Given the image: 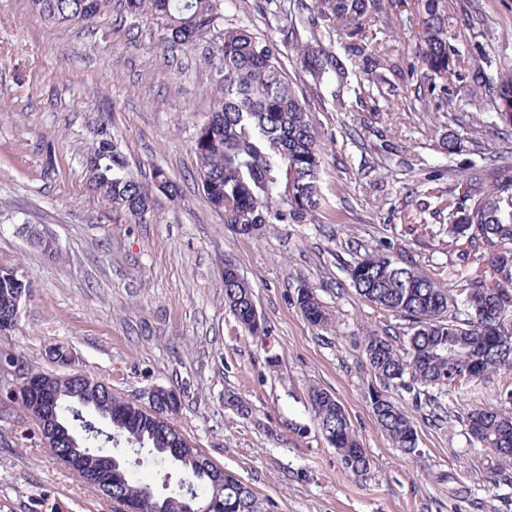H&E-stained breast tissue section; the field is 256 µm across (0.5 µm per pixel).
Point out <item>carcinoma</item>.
<instances>
[{
  "instance_id": "obj_1",
  "label": "carcinoma",
  "mask_w": 512,
  "mask_h": 512,
  "mask_svg": "<svg viewBox=\"0 0 512 512\" xmlns=\"http://www.w3.org/2000/svg\"><path fill=\"white\" fill-rule=\"evenodd\" d=\"M223 0H120L119 8L132 19H145L160 28L161 42L170 48L195 45L200 36L216 29ZM112 0H31L32 8L49 21H91L110 8ZM421 28L415 54L423 65L419 87L423 96L440 93L448 99V82L464 81L457 66L448 30V0H412ZM297 10H307L328 30L346 38L348 55L358 59L368 85L385 82L380 71L381 55L369 40L366 25L376 14L388 17L398 8L389 0H299ZM288 51L314 85L345 74L336 52L323 44L315 31L306 37L291 30ZM283 52L272 38H260L246 28L224 30L215 43L212 58L216 94L206 121L191 145L198 160L202 192L211 208L224 216V223L242 236H252L268 224L313 220L323 207L321 192L322 147L311 113L298 97L282 67ZM494 112L512 126V73L500 77ZM92 187L116 207L135 218L151 207V189L130 176L117 143L100 139L88 162ZM154 188L173 199L178 186L162 168L153 174ZM437 215L448 213V253L470 273L446 284L434 273L407 264L389 253L357 254L347 274L357 295L375 307L405 320L396 327H368L360 344L362 357L385 385L394 384L414 395L431 416L446 422L452 410L443 396L454 377L465 370L474 381L493 386L498 378L512 375V161L497 163L488 172L474 169L460 173L450 198ZM32 281L17 266L0 264V321L12 316L14 299L30 293ZM224 303L250 335L260 339L265 330L255 324L256 307L251 287L236 268L224 267ZM297 303L315 327L330 323L328 309L317 289L304 286ZM21 369L43 377L54 396L59 419L67 424L77 444L46 447L62 464L83 448L94 422L69 421L71 405H81L94 417L112 408L119 420L112 439L143 449L141 456L154 468L168 465L179 471L177 479L163 473L162 490L134 477L124 463L121 475L97 469V462L111 455L102 446L78 462L80 476L101 493L119 503L142 502L144 512H186L181 496L182 479L191 476L196 492V512H267L265 501L236 475L224 473L214 482V462L191 444L174 454L175 440L182 432L135 409L130 399L112 392L104 381L82 377L60 382L34 369L19 354L0 358L5 369ZM20 383L5 382L0 401L11 403L36 426L38 439L44 429L37 407L23 397ZM501 406L472 407L461 416L469 435L488 449L503 465L512 464V390L502 388ZM372 413L394 445L406 453L418 448V435L409 417L385 395H369ZM309 402L319 430L336 449L344 469L361 477L370 469V458L346 411L327 390L313 386Z\"/></svg>"
}]
</instances>
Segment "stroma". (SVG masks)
I'll list each match as a JSON object with an SVG mask.
<instances>
[{"label": "stroma", "mask_w": 512, "mask_h": 512, "mask_svg": "<svg viewBox=\"0 0 512 512\" xmlns=\"http://www.w3.org/2000/svg\"><path fill=\"white\" fill-rule=\"evenodd\" d=\"M453 45L481 89L467 105L425 108L414 94L416 15L372 26L393 66L382 87H316L294 58L282 63L324 148L325 207L308 224H272L243 237L205 198L191 144L210 110L214 71L198 46L169 52L152 24L129 37L110 8L89 23L49 22L29 0H0V264L29 272L34 292L0 355L44 371L67 349L70 372L128 398L181 391L174 423L215 463L249 484L269 512H506L512 483L463 423L434 426L396 386L382 387L359 349L362 329L393 318L356 294L355 251H383L440 269L462 268L441 238L414 240L404 217L435 229L434 188L457 170L491 168L512 147L490 99L512 70V0H448ZM219 28L281 39L269 0H224ZM109 131L129 172L151 183L163 167L181 196L154 192L142 219L88 184L85 160ZM253 291L268 334L256 342L224 304V267ZM314 285L330 326L309 324L297 290ZM318 386L343 405L371 459L367 476L343 468L308 407ZM382 390L418 432V450L395 448L369 394ZM244 401L248 416L229 405ZM0 512H114L111 499L58 464L35 426L0 403Z\"/></svg>", "instance_id": "obj_1"}]
</instances>
